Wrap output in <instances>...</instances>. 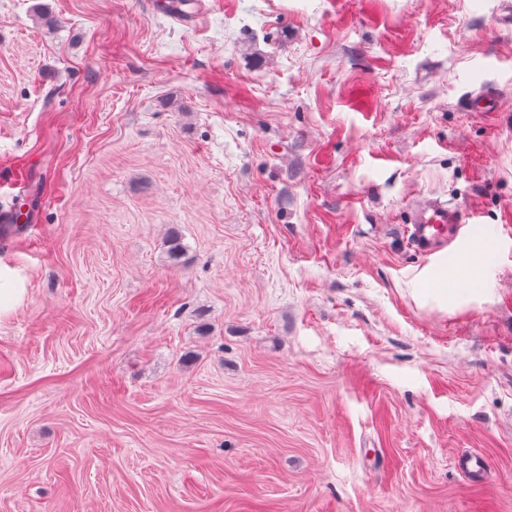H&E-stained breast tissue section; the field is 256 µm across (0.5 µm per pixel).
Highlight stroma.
<instances>
[{
    "label": "stroma",
    "instance_id": "stroma-1",
    "mask_svg": "<svg viewBox=\"0 0 512 512\" xmlns=\"http://www.w3.org/2000/svg\"><path fill=\"white\" fill-rule=\"evenodd\" d=\"M195 2L0 0V512H512V0ZM407 235L412 246L427 255L447 248L448 262L463 242H489L494 230L468 216L456 204L437 197L422 199L412 210Z\"/></svg>",
    "mask_w": 512,
    "mask_h": 512
}]
</instances>
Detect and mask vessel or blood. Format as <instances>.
<instances>
[{
    "label": "vessel or blood",
    "mask_w": 512,
    "mask_h": 512,
    "mask_svg": "<svg viewBox=\"0 0 512 512\" xmlns=\"http://www.w3.org/2000/svg\"><path fill=\"white\" fill-rule=\"evenodd\" d=\"M407 235L421 254L444 250L452 256L464 242H485L489 245L494 231L475 217L463 213L458 205L428 197L413 208Z\"/></svg>",
    "instance_id": "obj_1"
}]
</instances>
